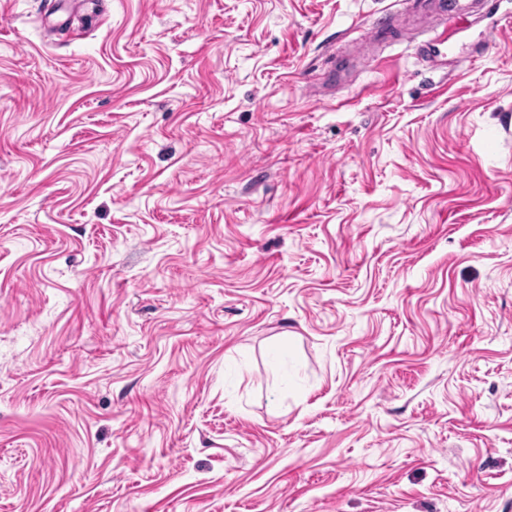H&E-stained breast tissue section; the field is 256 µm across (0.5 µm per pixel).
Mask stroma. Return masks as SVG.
I'll list each match as a JSON object with an SVG mask.
<instances>
[{"label":"stroma","mask_w":512,"mask_h":512,"mask_svg":"<svg viewBox=\"0 0 512 512\" xmlns=\"http://www.w3.org/2000/svg\"><path fill=\"white\" fill-rule=\"evenodd\" d=\"M0 0V512H512V0ZM437 22L434 31V38L431 39V48L433 52L441 54L442 50H448V43L456 30L467 23L468 14L462 10L453 8L438 9Z\"/></svg>","instance_id":"obj_1"}]
</instances>
